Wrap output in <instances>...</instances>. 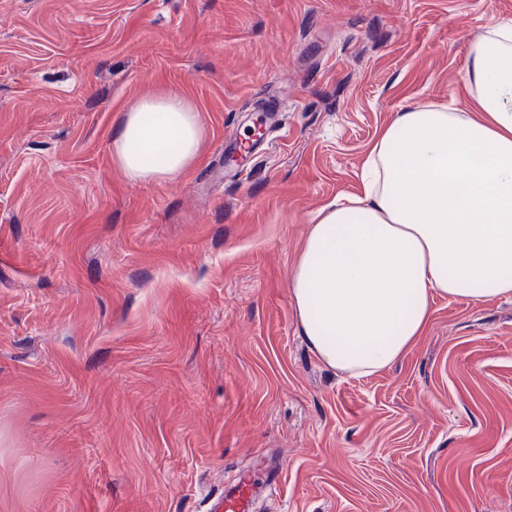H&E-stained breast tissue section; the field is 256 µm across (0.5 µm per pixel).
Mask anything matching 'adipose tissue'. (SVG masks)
<instances>
[{
	"mask_svg": "<svg viewBox=\"0 0 512 512\" xmlns=\"http://www.w3.org/2000/svg\"><path fill=\"white\" fill-rule=\"evenodd\" d=\"M471 113L406 107L381 129L362 190L318 212L290 272L301 335L328 367L366 376L422 336L435 297H512V24L469 49ZM203 129L182 93L122 112L113 157L128 179H171Z\"/></svg>",
	"mask_w": 512,
	"mask_h": 512,
	"instance_id": "obj_1",
	"label": "adipose tissue"
}]
</instances>
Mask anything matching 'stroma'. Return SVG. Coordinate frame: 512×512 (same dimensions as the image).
<instances>
[{
	"label": "stroma",
	"instance_id": "35a3bbf8",
	"mask_svg": "<svg viewBox=\"0 0 512 512\" xmlns=\"http://www.w3.org/2000/svg\"><path fill=\"white\" fill-rule=\"evenodd\" d=\"M512 0H0V512H206L255 457L259 512H512V298H435L352 376L289 274L407 105L465 103ZM196 105L183 175L130 181L122 111ZM280 138L225 142L262 109Z\"/></svg>",
	"mask_w": 512,
	"mask_h": 512
}]
</instances>
